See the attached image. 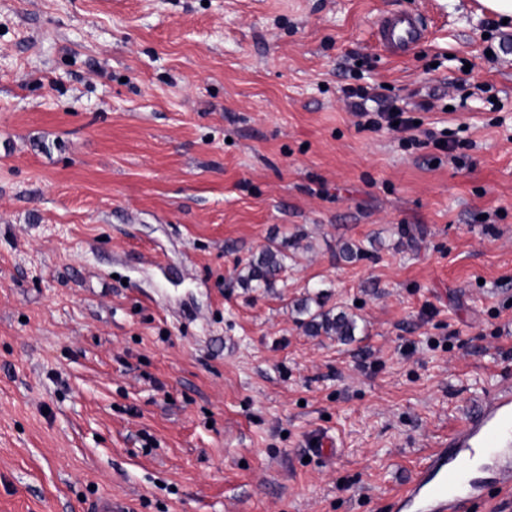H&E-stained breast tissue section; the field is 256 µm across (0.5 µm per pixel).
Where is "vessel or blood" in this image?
Segmentation results:
<instances>
[{"label":"vessel or blood","instance_id":"1","mask_svg":"<svg viewBox=\"0 0 512 512\" xmlns=\"http://www.w3.org/2000/svg\"><path fill=\"white\" fill-rule=\"evenodd\" d=\"M423 36L421 21L406 12L383 16L374 31L387 51L413 47ZM494 493L512 495L511 382L495 387L477 410L462 415L387 506L388 512H475Z\"/></svg>","mask_w":512,"mask_h":512}]
</instances>
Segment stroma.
<instances>
[{"label":"stroma","mask_w":512,"mask_h":512,"mask_svg":"<svg viewBox=\"0 0 512 512\" xmlns=\"http://www.w3.org/2000/svg\"><path fill=\"white\" fill-rule=\"evenodd\" d=\"M399 11L427 36L393 55L373 31ZM350 84L438 100L408 142L359 125ZM272 242L276 288L240 287ZM319 295L352 341L305 332ZM508 377L512 23L0 0V512H386Z\"/></svg>","instance_id":"stroma-1"}]
</instances>
